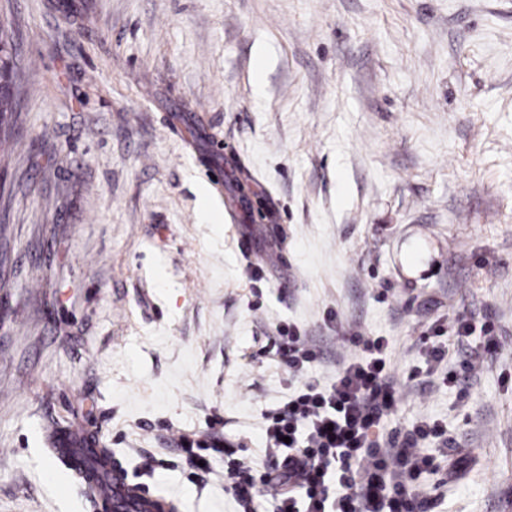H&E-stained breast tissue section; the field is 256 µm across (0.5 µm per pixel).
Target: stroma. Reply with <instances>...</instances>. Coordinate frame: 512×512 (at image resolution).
I'll return each mask as SVG.
<instances>
[{
    "instance_id": "stroma-1",
    "label": "stroma",
    "mask_w": 512,
    "mask_h": 512,
    "mask_svg": "<svg viewBox=\"0 0 512 512\" xmlns=\"http://www.w3.org/2000/svg\"><path fill=\"white\" fill-rule=\"evenodd\" d=\"M0 512H94L49 452L81 423L179 512H236L288 393L270 348L392 339L396 422L455 454L432 512H512V0H0ZM222 166L225 179L208 177ZM272 218L234 200L240 170ZM473 333L469 395L409 380L430 324ZM184 442H187L188 446H185ZM180 443L182 445L183 451L186 454H188L191 457V459L197 463L198 466H200L198 464V461L203 460L204 466H201V467H206L207 463L209 462V460L207 459V456L232 457L236 453V450H234L233 448H226L228 446L225 442H224L225 448L217 447V445H215V444H213L212 446H208L205 443L196 441L193 438V436L190 434L184 435L181 438ZM196 451H211V453H209L208 455H202L200 453H197Z\"/></svg>"
}]
</instances>
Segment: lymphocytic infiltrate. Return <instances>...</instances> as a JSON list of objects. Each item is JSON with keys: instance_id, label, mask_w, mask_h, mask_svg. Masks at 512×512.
<instances>
[{"instance_id": "obj_1", "label": "lymphocytic infiltrate", "mask_w": 512, "mask_h": 512, "mask_svg": "<svg viewBox=\"0 0 512 512\" xmlns=\"http://www.w3.org/2000/svg\"><path fill=\"white\" fill-rule=\"evenodd\" d=\"M481 330L494 344L497 323L485 317L479 327L458 322L452 330L438 326L437 342L426 346L424 368L410 380L442 371V381L466 397L470 360L448 363V349L439 338L452 335L464 341ZM275 355L293 379L287 399L263 414V438L272 463L256 466L235 457L233 449L206 447L184 435V451L200 461L202 450L228 459L224 490L238 512H256L255 499L265 487L276 491L275 512H430L431 502L420 487L434 473L437 457L429 443L453 449L455 441L445 426L419 420L403 428L384 424L398 402V385L391 371L392 345L387 337L360 331L346 333L344 342L354 351L328 381L313 377L322 358L292 324L278 327Z\"/></svg>"}]
</instances>
